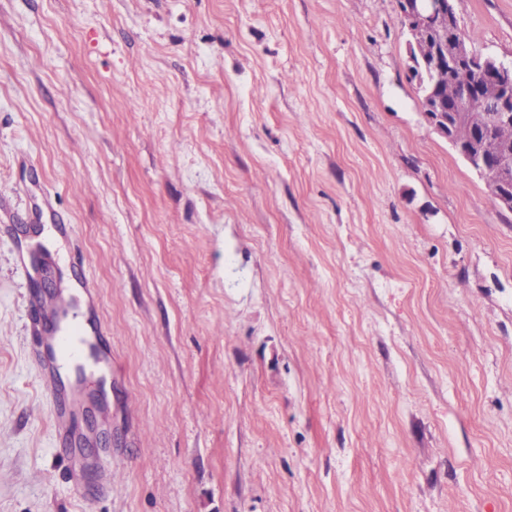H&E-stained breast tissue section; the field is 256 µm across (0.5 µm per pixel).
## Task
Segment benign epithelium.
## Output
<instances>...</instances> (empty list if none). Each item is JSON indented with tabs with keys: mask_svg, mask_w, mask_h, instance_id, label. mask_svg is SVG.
Returning <instances> with one entry per match:
<instances>
[{
	"mask_svg": "<svg viewBox=\"0 0 512 512\" xmlns=\"http://www.w3.org/2000/svg\"><path fill=\"white\" fill-rule=\"evenodd\" d=\"M448 13V29L436 27L435 18ZM398 14L406 30L409 72L420 88L423 116L429 127L457 151L471 169L485 178L494 204L512 212V143L504 142L489 157L485 142L495 129L512 123V62L476 53L464 38L455 0H399ZM476 65L475 80L461 98L448 102L436 92L433 73L448 74ZM480 98L481 112L466 103Z\"/></svg>",
	"mask_w": 512,
	"mask_h": 512,
	"instance_id": "7a95c632",
	"label": "benign epithelium"
}]
</instances>
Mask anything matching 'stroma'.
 <instances>
[{
    "label": "stroma",
    "mask_w": 512,
    "mask_h": 512,
    "mask_svg": "<svg viewBox=\"0 0 512 512\" xmlns=\"http://www.w3.org/2000/svg\"><path fill=\"white\" fill-rule=\"evenodd\" d=\"M512 60V0H459ZM0 512H512V213L422 115L396 0H0ZM39 233L112 345L83 487Z\"/></svg>",
    "instance_id": "1"
}]
</instances>
